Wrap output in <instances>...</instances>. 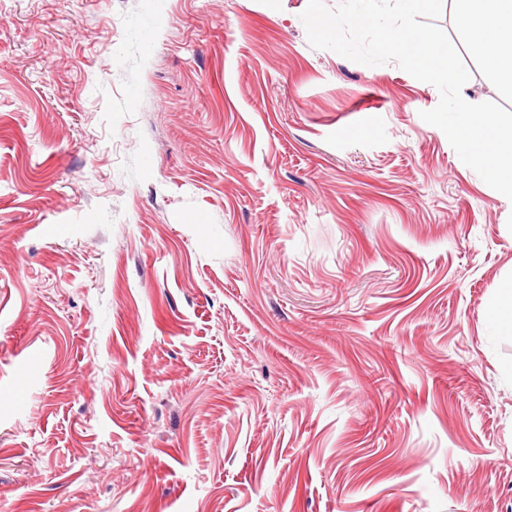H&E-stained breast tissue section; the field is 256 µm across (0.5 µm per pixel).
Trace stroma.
<instances>
[{
    "mask_svg": "<svg viewBox=\"0 0 512 512\" xmlns=\"http://www.w3.org/2000/svg\"><path fill=\"white\" fill-rule=\"evenodd\" d=\"M308 0H0V512H512V201ZM495 321L506 336L512 335V278L504 280L499 288V301L495 308Z\"/></svg>",
    "mask_w": 512,
    "mask_h": 512,
    "instance_id": "obj_1",
    "label": "stroma"
}]
</instances>
